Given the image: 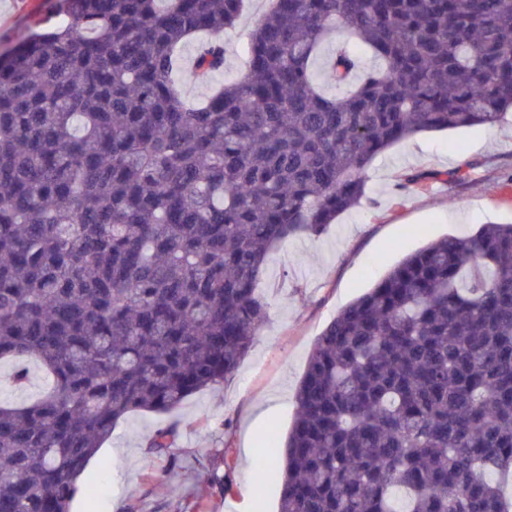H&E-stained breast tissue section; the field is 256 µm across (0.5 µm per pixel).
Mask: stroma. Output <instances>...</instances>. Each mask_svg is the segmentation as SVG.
Returning a JSON list of instances; mask_svg holds the SVG:
<instances>
[{
  "instance_id": "stroma-1",
  "label": "stroma",
  "mask_w": 512,
  "mask_h": 512,
  "mask_svg": "<svg viewBox=\"0 0 512 512\" xmlns=\"http://www.w3.org/2000/svg\"><path fill=\"white\" fill-rule=\"evenodd\" d=\"M55 3L0 0V53L20 44L34 18L51 15ZM265 8V0H247L236 28L225 32L226 65L215 82L242 68V35ZM416 170L448 171L452 177L425 190L401 191L403 175ZM511 176L512 110L496 127L423 133L377 157L358 208L322 235L303 234L273 251L259 285L267 320L231 378L184 402L176 466L146 450L159 417L131 415L87 467L106 472L99 494L78 495L72 512H191L194 504L198 512H253L258 493L264 512H277L281 475L269 473L263 490H256V458L245 444L272 427L287 433L316 338L406 255L447 235L512 222V185L506 183ZM228 478L234 484L230 495L221 491Z\"/></svg>"
}]
</instances>
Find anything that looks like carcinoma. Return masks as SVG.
Listing matches in <instances>:
<instances>
[{"label": "carcinoma", "mask_w": 512, "mask_h": 512, "mask_svg": "<svg viewBox=\"0 0 512 512\" xmlns=\"http://www.w3.org/2000/svg\"><path fill=\"white\" fill-rule=\"evenodd\" d=\"M243 9L57 0L0 54V362L49 379L0 401V512H71L133 412L169 416L148 448L175 463L173 415L266 321L269 253L358 206L394 144L512 108V0H268L244 70L189 103L180 48L210 35V81ZM338 32L330 95L312 63ZM295 400L257 448L279 512H512V224L405 256L317 337Z\"/></svg>", "instance_id": "obj_1"}]
</instances>
